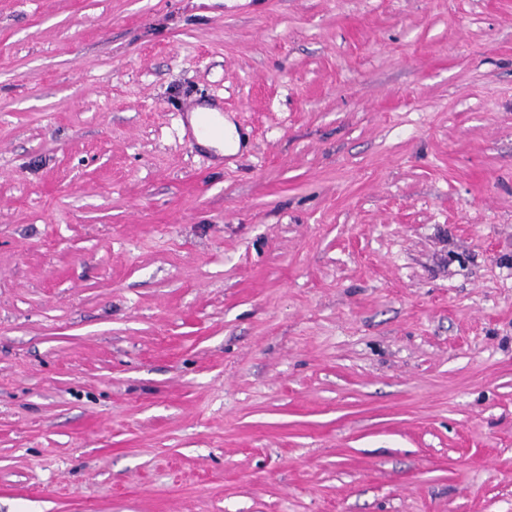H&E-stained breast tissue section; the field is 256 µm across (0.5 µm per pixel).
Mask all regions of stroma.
<instances>
[{"mask_svg": "<svg viewBox=\"0 0 512 512\" xmlns=\"http://www.w3.org/2000/svg\"><path fill=\"white\" fill-rule=\"evenodd\" d=\"M0 512H512V0H0ZM196 112H213L215 114L214 119L216 124L222 128L221 136L215 138L210 134L199 132L198 116ZM189 123L195 131L198 143L202 146L217 149L219 152H221V150H225L227 153H234L238 150L240 142L239 135L237 134L234 126H232L230 122L225 121L224 117L220 116L216 109L210 107L196 108L189 116ZM224 137L231 141V145L228 150H226V148L224 149Z\"/></svg>", "mask_w": 512, "mask_h": 512, "instance_id": "stroma-1", "label": "stroma"}]
</instances>
